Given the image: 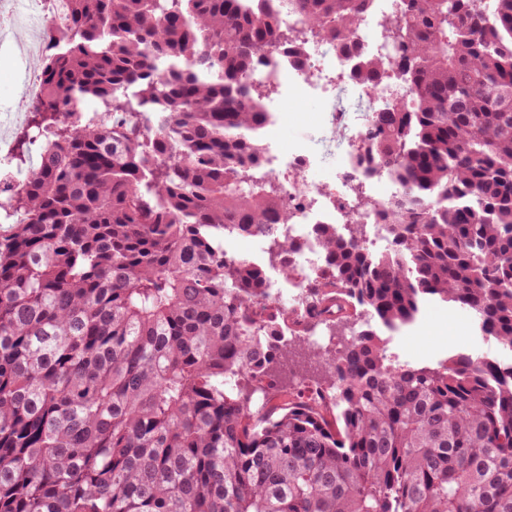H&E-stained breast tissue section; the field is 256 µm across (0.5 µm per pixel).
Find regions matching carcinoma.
<instances>
[{
    "instance_id": "cac0c4a2",
    "label": "carcinoma",
    "mask_w": 512,
    "mask_h": 512,
    "mask_svg": "<svg viewBox=\"0 0 512 512\" xmlns=\"http://www.w3.org/2000/svg\"><path fill=\"white\" fill-rule=\"evenodd\" d=\"M294 2L354 51L371 0ZM67 21L15 133L12 165L41 162L19 192L0 172V512H512V362L419 366L371 324L437 297L512 351V0L388 16L351 79L402 82L362 146L406 187L391 243L322 227L314 281L275 316L224 231L294 274L252 74L272 46L302 59L296 31L268 0H68ZM358 324L337 352L302 340ZM302 361L329 404L285 385ZM244 235H241L239 233H224V252L233 258H244L246 260H249L251 262H255V259L253 256H249L246 254L251 253L255 248L257 247V241L254 240L251 237H242ZM240 237V238H239ZM239 238L234 244L233 247L231 245L232 241ZM243 254H241V253Z\"/></svg>"
}]
</instances>
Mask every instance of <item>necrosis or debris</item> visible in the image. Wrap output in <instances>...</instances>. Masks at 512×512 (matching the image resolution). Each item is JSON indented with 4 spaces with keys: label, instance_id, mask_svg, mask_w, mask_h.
Wrapping results in <instances>:
<instances>
[{
    "label": "necrosis or debris",
    "instance_id": "1",
    "mask_svg": "<svg viewBox=\"0 0 512 512\" xmlns=\"http://www.w3.org/2000/svg\"><path fill=\"white\" fill-rule=\"evenodd\" d=\"M398 0H371L363 23L354 34L355 52L339 53L316 41L305 44L303 60L278 52L264 55L256 77L276 87L299 88L305 93L327 100L330 125L344 146L345 163L335 181L312 183L307 173L313 165L311 156L300 150L278 148L266 143L263 176L280 183L283 200L291 221L283 230L294 247L292 260L295 274L287 284L270 280V307L294 305L298 296L315 277L321 263L317 228L323 224L343 227L348 215L367 225L366 247L388 242L387 226L380 212L355 210L354 189L364 186L373 199L385 204L403 196L397 184H384L381 174H366L356 162L355 149L366 133V115L383 106L392 96L387 87L367 89L348 82L338 83V75H347L358 66L361 57L378 54L382 48L379 31L384 19ZM64 0H0V12L7 13V24H0V43L10 40L21 53L32 59L45 57L56 48L48 35L57 29L63 16ZM44 92V78L38 69L24 71L18 86L20 109L0 121V169L11 170L12 130L26 121L24 106L39 99Z\"/></svg>",
    "mask_w": 512,
    "mask_h": 512
}]
</instances>
